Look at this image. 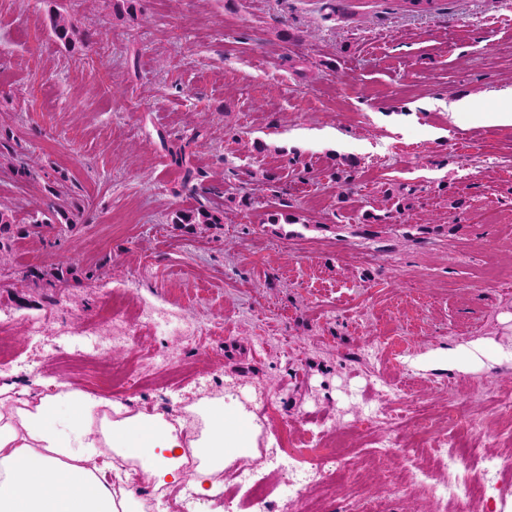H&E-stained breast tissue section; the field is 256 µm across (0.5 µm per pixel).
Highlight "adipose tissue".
<instances>
[{"label":"adipose tissue","mask_w":512,"mask_h":512,"mask_svg":"<svg viewBox=\"0 0 512 512\" xmlns=\"http://www.w3.org/2000/svg\"><path fill=\"white\" fill-rule=\"evenodd\" d=\"M195 424L54 379L18 388L0 374V512H148L115 487V459L134 464L162 489L189 480L216 497L217 476L241 459L259 458L262 427L234 396L204 394L189 407ZM198 464L183 472L187 457Z\"/></svg>","instance_id":"obj_1"}]
</instances>
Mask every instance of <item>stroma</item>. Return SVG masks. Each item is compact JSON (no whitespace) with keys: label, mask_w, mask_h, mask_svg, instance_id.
<instances>
[{"label":"stroma","mask_w":512,"mask_h":512,"mask_svg":"<svg viewBox=\"0 0 512 512\" xmlns=\"http://www.w3.org/2000/svg\"><path fill=\"white\" fill-rule=\"evenodd\" d=\"M66 9L89 51L50 31ZM512 88V0H134L116 20L108 0H0V205L18 217L52 193L80 208L73 228L46 224L0 253V318L35 317L0 361L18 386L71 381L104 397L86 371L77 326L108 331L112 285L195 326L135 331L115 361L136 370L172 352L178 378L130 388L142 409L182 413L200 395H234L263 426L260 451L337 416L379 367L365 357L390 330L413 339L400 375L414 398L468 413L512 393V280L478 288L471 270L512 249L511 224H475L476 207H512V126L444 105ZM265 151H257L256 143ZM183 153L185 167L172 161ZM355 160L349 189L331 178ZM192 170L197 191L184 184ZM275 179L258 184L262 170ZM286 188L300 221L262 215ZM400 191L386 229L361 224ZM252 194L253 209L231 203ZM320 209H312L313 197ZM221 223H169L179 208ZM136 208L137 221L113 228ZM71 267L43 288L30 269ZM391 465L366 485L334 479L325 512L352 496L380 512H431L421 492H390Z\"/></svg>","instance_id":"obj_1"}]
</instances>
